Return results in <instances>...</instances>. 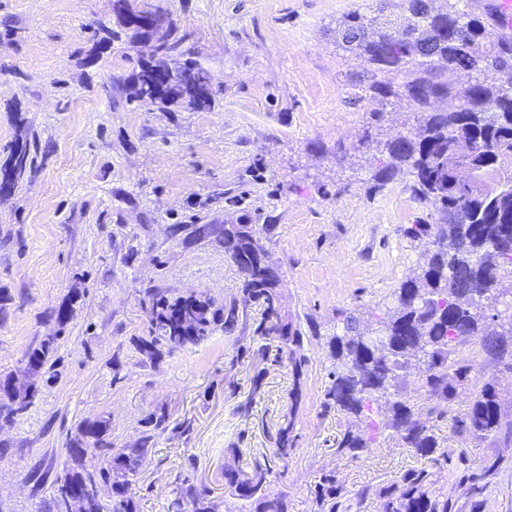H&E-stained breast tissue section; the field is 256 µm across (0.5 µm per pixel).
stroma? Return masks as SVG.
Instances as JSON below:
<instances>
[{
  "mask_svg": "<svg viewBox=\"0 0 512 512\" xmlns=\"http://www.w3.org/2000/svg\"><path fill=\"white\" fill-rule=\"evenodd\" d=\"M211 75L212 104L168 108L136 101L146 41L116 30V0H0V164L25 142L31 164L0 195V376L41 338L59 360L34 404L0 425V512H41L67 462V436L87 418L112 419L116 447L135 443L146 418L167 415L139 477V512H170L183 479L204 483L218 512H240L224 486L239 456H269L289 512H324L330 475L351 512H382L408 470H426L448 512H512V441L460 443L451 463L378 434L353 458L337 445L352 420L323 405L329 341L349 315L373 325L426 261L413 228L433 210L413 176L372 175L380 144L406 132L405 102L353 105L361 62L336 44L347 13L376 15L399 0H147ZM248 221L281 274L282 308L303 336L301 378L258 352L257 308L231 332L156 362L136 352L141 300L239 299L242 279L223 248L175 225ZM70 303L66 328L56 313ZM473 378L496 383L512 416V371L484 353ZM293 419V449L273 458Z\"/></svg>",
  "mask_w": 512,
  "mask_h": 512,
  "instance_id": "obj_1",
  "label": "stroma"
}]
</instances>
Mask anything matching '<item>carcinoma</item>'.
Returning a JSON list of instances; mask_svg holds the SVG:
<instances>
[{"label":"carcinoma","mask_w":512,"mask_h":512,"mask_svg":"<svg viewBox=\"0 0 512 512\" xmlns=\"http://www.w3.org/2000/svg\"><path fill=\"white\" fill-rule=\"evenodd\" d=\"M432 0H401L410 17L399 26L382 14L367 17L357 11L337 23L341 48L363 62V74L351 80L352 103L371 92L384 98L405 101L417 114L416 126L387 141V161L374 173L384 182L401 169L414 177L413 191L433 208L435 221L419 224L417 237L426 240V265L401 286L397 305L379 325L360 331L357 319H346V331L332 338L331 357L335 369L324 393V407L366 423L347 431L338 449L355 453L374 443L378 430L373 415L391 431L399 448L417 453H438L448 461V451L432 428L418 418L412 397L404 393L400 371L409 361L426 366L425 385L436 400L430 413L438 418L448 411L452 385L448 377L466 380L470 365L454 358L456 347L479 338L482 352L503 361L512 357V336L489 328L498 315L497 305L512 294V196L490 198L457 170L464 159L472 168L495 179L512 181V29L501 25L497 0H486L472 13L448 4V11L434 13ZM120 23L134 33L149 31L156 37L155 53L138 71L136 99L143 103L174 104L186 101L197 106L210 102V88L195 86L188 76L203 69L184 59L181 41L159 9H137L124 0L118 7ZM467 29V41L455 39V26ZM167 66L176 83H153L155 63ZM464 70L471 75L468 85L458 90L445 73ZM387 73L386 81L379 74ZM8 162L0 169V191H12L28 162L27 146L7 147ZM202 231L224 248L242 277L241 298L230 306L201 300L193 295L168 298L150 293L143 300L147 335L133 339L136 350L151 361L163 351L196 346L217 328L227 331L239 317V308L259 307L255 333L262 341L277 343V359L299 376L304 356L302 332L282 314L281 276L265 260V246L254 224H205ZM58 337L43 338L26 351L29 364L43 370L56 351ZM293 424L279 429L274 456L288 458L289 434ZM452 436L466 440L490 435L512 440V418L501 412L494 383L487 381L475 392L469 410L454 416ZM111 419L105 415L81 421L70 433L68 462L52 481L46 512H67L72 498L87 500L84 512H101L92 497L100 484L112 487L109 512H138V478L151 451L154 434L137 443L117 448L111 439ZM89 448L101 459L94 471L86 469L79 449ZM273 469L268 460L254 459L244 467L224 469V485L244 502L246 512H288L284 495L267 492ZM399 497L386 501L383 512H448V499L427 491V473L414 471L402 479ZM336 481L324 479L321 501H330L336 512ZM172 512H217V505L203 485L185 478L171 503Z\"/></svg>","instance_id":"carcinoma-1"}]
</instances>
